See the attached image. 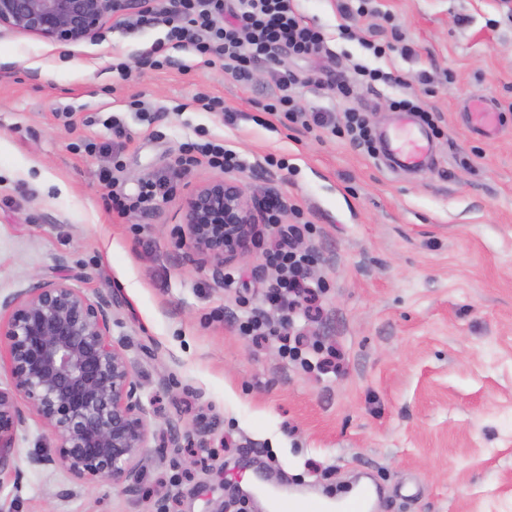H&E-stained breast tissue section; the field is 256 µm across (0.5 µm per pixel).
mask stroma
Returning a JSON list of instances; mask_svg holds the SVG:
<instances>
[{
    "label": "stroma",
    "instance_id": "stroma-1",
    "mask_svg": "<svg viewBox=\"0 0 512 512\" xmlns=\"http://www.w3.org/2000/svg\"><path fill=\"white\" fill-rule=\"evenodd\" d=\"M296 4L325 51L261 65L246 85L168 45L172 65L120 75L115 63L165 36L123 16L79 43L0 34V295L61 278L116 295L114 336L151 432L190 429L180 447L151 450L137 492L26 469L0 477V512H267L243 488L259 472L277 491L317 498L373 485L370 512H512V112L492 138L463 113L477 97L512 102V0H376L379 17L356 29L399 33L415 50L381 59L341 37L337 0ZM356 61L430 76L415 91L441 134L423 170L264 112L274 69L331 72L353 81L350 98L304 83L305 109H355L373 133L393 129L402 88L355 83ZM135 100L145 111L130 110ZM188 142L235 150L251 165L236 175L250 196L278 194L282 225L310 224L298 245L315 257L323 313L293 329L335 345L336 372L303 369L276 338L257 345L238 331L267 310L269 237L225 266L227 283L190 260L185 199L222 171L203 156L181 167ZM148 178L164 183L154 201L113 210Z\"/></svg>",
    "mask_w": 512,
    "mask_h": 512
}]
</instances>
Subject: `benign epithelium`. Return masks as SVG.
Wrapping results in <instances>:
<instances>
[{"mask_svg":"<svg viewBox=\"0 0 512 512\" xmlns=\"http://www.w3.org/2000/svg\"><path fill=\"white\" fill-rule=\"evenodd\" d=\"M145 0H0V31L59 43L96 36L105 17L143 9ZM259 205L244 186L222 177L194 190L184 204L192 254L216 274L249 251ZM117 297L87 296L67 279L37 281L0 299V347L10 378L0 386V475L15 472L19 434L35 417L57 440L50 452L26 454L34 471H60L83 484L137 490L149 448V421L121 324Z\"/></svg>","mask_w":512,"mask_h":512,"instance_id":"obj_1","label":"benign epithelium"}]
</instances>
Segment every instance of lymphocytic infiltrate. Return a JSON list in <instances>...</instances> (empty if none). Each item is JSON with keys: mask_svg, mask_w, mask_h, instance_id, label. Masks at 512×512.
<instances>
[{"mask_svg": "<svg viewBox=\"0 0 512 512\" xmlns=\"http://www.w3.org/2000/svg\"><path fill=\"white\" fill-rule=\"evenodd\" d=\"M134 25L165 27L168 43L190 49L205 64H222L242 83L251 80L258 64L274 61L280 53L310 58L324 48L321 29L299 13L294 0H163L155 11L140 13ZM298 82L294 73L278 72L264 111L283 114L293 123L312 121L336 137L373 150L372 130L362 112L346 110L339 122L326 112H306L293 93ZM297 234L296 226H288L277 249L266 256L279 276L265 300L272 309L307 315L316 301L313 287L304 282L313 258L295 248Z\"/></svg>", "mask_w": 512, "mask_h": 512, "instance_id": "1", "label": "lymphocytic infiltrate"}]
</instances>
